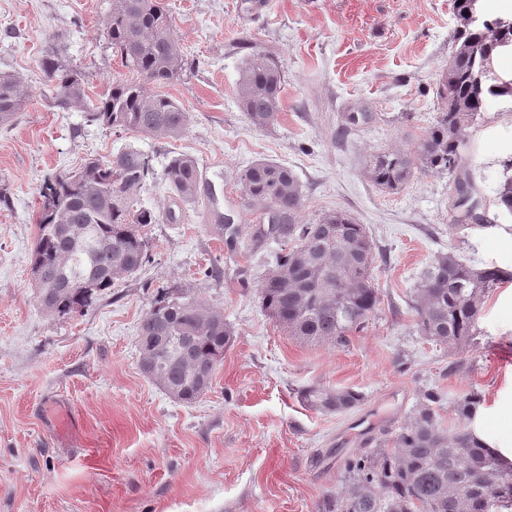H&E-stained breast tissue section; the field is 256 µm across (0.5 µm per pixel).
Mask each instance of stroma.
Here are the masks:
<instances>
[{
    "instance_id": "stroma-1",
    "label": "stroma",
    "mask_w": 512,
    "mask_h": 512,
    "mask_svg": "<svg viewBox=\"0 0 512 512\" xmlns=\"http://www.w3.org/2000/svg\"><path fill=\"white\" fill-rule=\"evenodd\" d=\"M164 0L189 62L162 86L192 121L177 138L116 131L82 109L53 105L42 58L57 52L85 75L88 99L135 79L106 37L112 0H0V73L26 94L0 125V512H319L347 482L342 460L367 432L396 434L422 394L441 396L440 421L475 391L473 421L512 456V282L484 299L466 347L421 336L410 296L421 271L448 249L512 268V214L496 189L512 160V101L468 130V167L489 221L449 229L452 179L422 174L396 193L369 177L370 156L414 149L438 117L437 89L452 51L454 0ZM285 70L278 122L254 127L236 86L251 51ZM378 121L342 130L345 113ZM155 171L188 154L216 172L221 211L238 234L215 233L207 197L183 205L177 224L153 225L152 260L116 282L84 313L49 316L30 278L44 178L106 161L126 147ZM259 159L288 166L304 194L301 221L342 209L375 244L380 303L347 345L291 336L263 311L258 285L271 247L253 248L259 211L245 206L240 170ZM182 288L223 314L232 344L210 390L193 404L168 397L141 370L138 326L155 289ZM309 386L350 388L363 403L342 414L310 408Z\"/></svg>"
}]
</instances>
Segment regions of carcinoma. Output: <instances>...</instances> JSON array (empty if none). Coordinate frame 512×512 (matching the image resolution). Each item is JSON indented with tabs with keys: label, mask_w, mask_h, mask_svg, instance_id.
Wrapping results in <instances>:
<instances>
[{
	"label": "carcinoma",
	"mask_w": 512,
	"mask_h": 512,
	"mask_svg": "<svg viewBox=\"0 0 512 512\" xmlns=\"http://www.w3.org/2000/svg\"><path fill=\"white\" fill-rule=\"evenodd\" d=\"M474 2L463 0L455 8L453 49L438 87L441 106L435 123L414 151L378 153L367 163L371 180L388 192L402 190L420 173L455 175L454 224L463 222L464 190L474 191L464 165L467 130L488 98H512V80L504 79L492 61L497 48L503 54L512 52V19L490 23L479 16ZM106 33L137 78L113 83L89 105L85 75L47 56L41 65L54 82L55 107H84L89 121L112 129L159 138L181 135L190 113L153 90L180 79L187 66L160 0H112ZM284 82L285 71L274 56L258 51L246 57L237 100L254 126L278 122ZM24 103L20 81L0 75V122L13 119ZM376 117L366 108L348 112L344 126L364 128ZM152 175L149 157L130 147L108 162L91 158L75 172L44 180L31 265L40 270L35 287L49 315L63 319L89 309L116 281L150 261L147 232L161 216L135 207L134 196ZM164 176L178 201L198 199L200 170L194 157H171ZM238 179L245 204L261 212L252 241L279 246L274 266L259 285L263 310L293 336L346 344L379 305L372 283L375 245L365 226L344 210L325 213L314 224L301 223L300 182L277 162L255 161ZM497 204L512 213L509 176L498 186ZM506 281H512L507 269L480 267L454 250L438 254L422 272L415 292L420 334L456 346L469 342L476 335L486 294ZM83 283L89 287H81ZM232 336L224 315L205 301L177 288H158L139 325L141 370L172 399L192 404L211 388ZM302 399L316 410L340 414L360 406L364 397L351 389L310 387ZM440 400L433 391L425 393L413 417L394 436L393 447L375 437L374 450L347 455L343 467L348 488L326 498L320 512H492L498 501L511 503L512 463L469 425L481 396L470 392L456 402L458 425L451 435L439 421Z\"/></svg>",
	"instance_id": "carcinoma-1"
}]
</instances>
